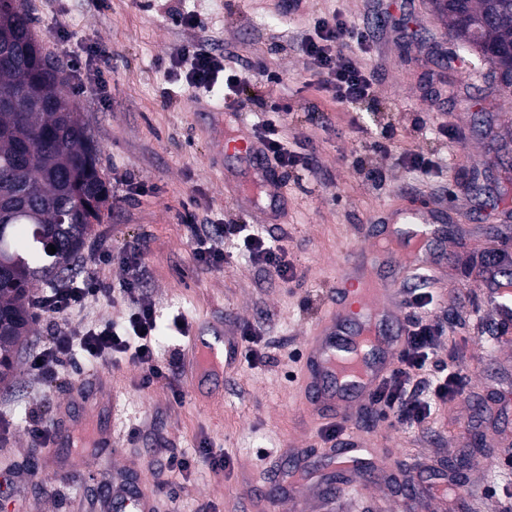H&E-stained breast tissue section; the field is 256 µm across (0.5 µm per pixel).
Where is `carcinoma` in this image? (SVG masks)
Returning a JSON list of instances; mask_svg holds the SVG:
<instances>
[{"mask_svg":"<svg viewBox=\"0 0 512 512\" xmlns=\"http://www.w3.org/2000/svg\"><path fill=\"white\" fill-rule=\"evenodd\" d=\"M435 4L455 38L512 85V0ZM49 60L20 0H0V383L16 373L35 289L66 284L109 201L70 65L47 70Z\"/></svg>","mask_w":512,"mask_h":512,"instance_id":"1","label":"carcinoma"}]
</instances>
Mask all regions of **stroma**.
I'll use <instances>...</instances> for the list:
<instances>
[{"label":"stroma","mask_w":512,"mask_h":512,"mask_svg":"<svg viewBox=\"0 0 512 512\" xmlns=\"http://www.w3.org/2000/svg\"><path fill=\"white\" fill-rule=\"evenodd\" d=\"M46 51L74 70L82 121L98 149L111 190V210L80 254V276L111 283L129 278L120 253L144 250L141 295L158 320L184 315L191 330L222 327L238 339L250 323L262 340L256 364L226 363L219 384L190 386L188 338L160 336L158 354L175 361L170 383L145 388L142 367L124 360L73 367L48 382L29 369L57 321L37 322L18 349L16 377L0 384V512H98L104 473L80 437L34 445L29 420L49 430L80 422L73 389L90 383L103 428L117 444L114 466L138 469L161 512H262L251 496L264 474L287 470L304 449L305 476L294 491L315 497L332 485L336 459L321 437L329 416L302 405L304 336L332 293L342 255L358 249L357 227L393 205L422 201L437 210L432 242L420 261L436 281V311L447 330L433 361L461 365L467 384L428 428L377 420L367 449L346 483L364 484L349 512H512V324L486 303L490 256L512 255V88L498 71L450 39L432 0H307L283 20L275 0H24ZM196 11L208 32L176 22ZM337 12L367 29L356 50L375 79L372 97L340 104L313 83L296 41L315 32L322 14ZM206 43L216 56L261 59L280 83L240 95L230 115L194 107L181 47ZM293 112L283 128L290 149L316 150V170L280 171L278 186L259 182L249 161L220 153L235 115L253 116L272 101ZM395 126L398 146L384 153L368 137ZM456 138L439 135V128ZM432 158L422 173L404 165L402 148ZM379 170L384 181L370 173ZM145 192L123 197L124 182ZM215 224H256L284 239L301 283H285L242 255L205 272L195 262L185 212ZM183 402H175L174 391ZM208 444L229 465L188 474L168 457Z\"/></svg>","instance_id":"35a3bbf8"}]
</instances>
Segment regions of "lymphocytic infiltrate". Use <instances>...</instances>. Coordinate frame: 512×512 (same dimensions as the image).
<instances>
[{"instance_id":"obj_1","label":"lymphocytic infiltrate","mask_w":512,"mask_h":512,"mask_svg":"<svg viewBox=\"0 0 512 512\" xmlns=\"http://www.w3.org/2000/svg\"><path fill=\"white\" fill-rule=\"evenodd\" d=\"M367 39L365 32L351 27L347 20L335 14L320 17L316 35L300 41V51L307 59L311 77L337 102L355 104L373 94V80L351 50L352 45H363ZM176 63L187 66L186 80L191 87L208 92L220 82L228 98L248 91L253 80L275 79L262 61H255L245 69L237 68L194 45L185 46ZM290 110L288 103L273 104L254 123V136L262 146L263 155L273 157L281 167L312 169V157L290 150L284 140L282 124ZM233 248L278 278L294 280V265L283 245L268 240L249 224L217 225L214 235L196 238L193 255L201 266L217 268L228 262ZM119 294L133 304L128 317L101 326L72 323L73 314L87 302ZM437 303L433 279H425L420 287L408 290L405 304L413 314L406 323L397 363L370 397L378 417L393 419L401 426L421 427L462 393L466 378L456 367L438 373L431 370V360L445 334L434 320ZM34 309L36 316L58 321L48 346L37 353V362L32 366L33 371L46 379L58 378L66 361L76 354L95 364L110 362L120 354L128 355L132 362L145 366L142 384L146 387L175 373L173 365L162 366L156 361V310L152 303L139 298L137 280H124L114 288L99 276H88L69 287L38 295Z\"/></svg>"}]
</instances>
